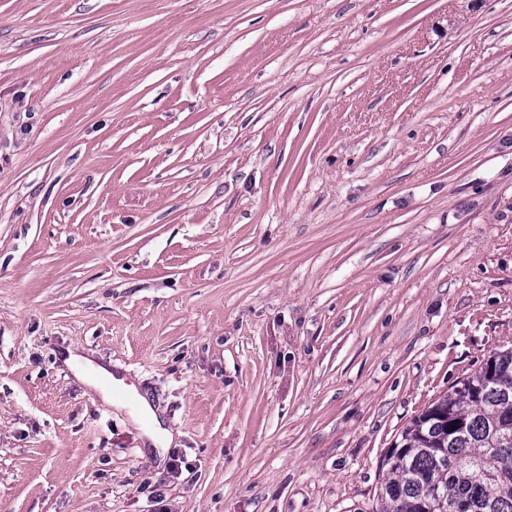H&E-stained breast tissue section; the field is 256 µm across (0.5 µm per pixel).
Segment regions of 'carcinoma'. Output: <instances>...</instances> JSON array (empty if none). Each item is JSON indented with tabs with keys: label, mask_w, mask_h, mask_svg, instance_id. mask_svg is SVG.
I'll return each mask as SVG.
<instances>
[{
	"label": "carcinoma",
	"mask_w": 512,
	"mask_h": 512,
	"mask_svg": "<svg viewBox=\"0 0 512 512\" xmlns=\"http://www.w3.org/2000/svg\"><path fill=\"white\" fill-rule=\"evenodd\" d=\"M488 364L401 430L384 458L380 512H512V349Z\"/></svg>",
	"instance_id": "cac0c4a2"
}]
</instances>
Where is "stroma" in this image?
<instances>
[{
  "label": "stroma",
  "mask_w": 512,
  "mask_h": 512,
  "mask_svg": "<svg viewBox=\"0 0 512 512\" xmlns=\"http://www.w3.org/2000/svg\"><path fill=\"white\" fill-rule=\"evenodd\" d=\"M510 347L512 0H0V512H377ZM128 414L132 422L143 430L147 443L153 447L156 454L163 456L172 441V434L163 428L149 401L140 397L137 406L130 408Z\"/></svg>",
  "instance_id": "obj_1"
}]
</instances>
